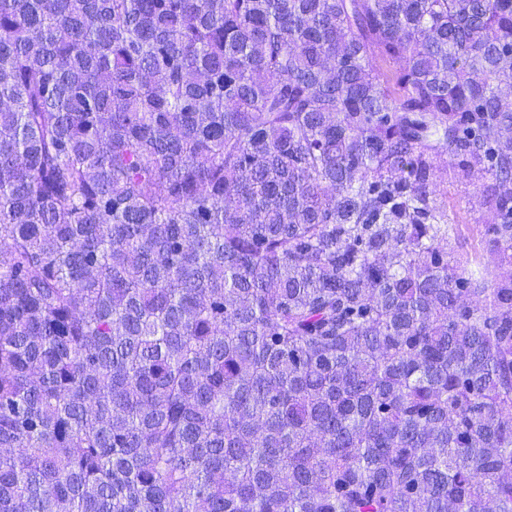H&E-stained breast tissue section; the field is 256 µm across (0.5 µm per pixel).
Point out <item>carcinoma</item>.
I'll use <instances>...</instances> for the list:
<instances>
[{
	"instance_id": "cac0c4a2",
	"label": "carcinoma",
	"mask_w": 512,
	"mask_h": 512,
	"mask_svg": "<svg viewBox=\"0 0 512 512\" xmlns=\"http://www.w3.org/2000/svg\"><path fill=\"white\" fill-rule=\"evenodd\" d=\"M508 87L512 0H0V512H512ZM460 160L447 152L436 173L437 203L450 225L448 241L441 246L448 251L451 263L456 261L471 270L492 267L497 255L483 234L488 212L482 191L488 175L476 170L468 179L457 181L452 164L458 166Z\"/></svg>"
}]
</instances>
